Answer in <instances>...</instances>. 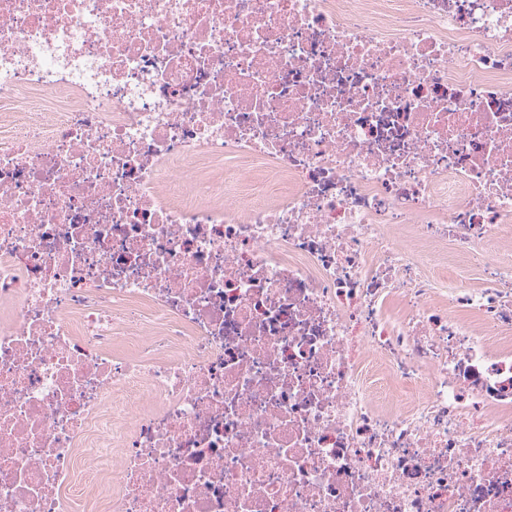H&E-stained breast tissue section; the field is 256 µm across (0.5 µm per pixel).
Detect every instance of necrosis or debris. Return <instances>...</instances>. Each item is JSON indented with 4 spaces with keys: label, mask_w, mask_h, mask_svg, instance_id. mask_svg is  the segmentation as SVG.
<instances>
[{
    "label": "necrosis or debris",
    "mask_w": 512,
    "mask_h": 512,
    "mask_svg": "<svg viewBox=\"0 0 512 512\" xmlns=\"http://www.w3.org/2000/svg\"><path fill=\"white\" fill-rule=\"evenodd\" d=\"M0 512H512V0H0Z\"/></svg>",
    "instance_id": "1"
}]
</instances>
